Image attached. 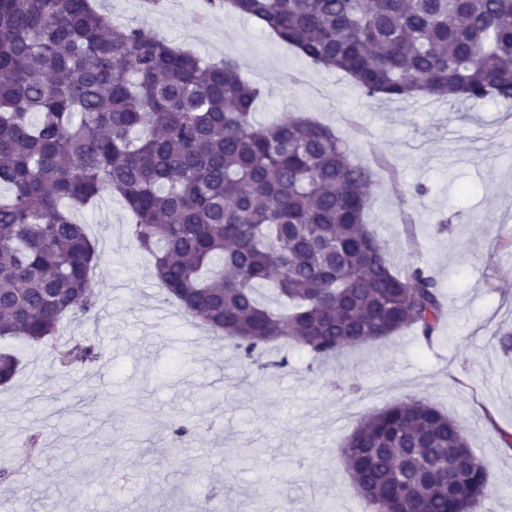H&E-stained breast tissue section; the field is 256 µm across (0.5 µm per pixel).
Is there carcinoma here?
Listing matches in <instances>:
<instances>
[{
	"label": "carcinoma",
	"mask_w": 512,
	"mask_h": 512,
	"mask_svg": "<svg viewBox=\"0 0 512 512\" xmlns=\"http://www.w3.org/2000/svg\"><path fill=\"white\" fill-rule=\"evenodd\" d=\"M344 73L367 97L512 98V0H209ZM261 88L90 0H0V338L98 348L67 320L100 306L99 260L73 210L116 194L155 276L185 314L259 368L292 339L317 368L369 340L440 329L439 286L397 272L365 224L372 185L330 128L253 120ZM270 288L275 304L262 302ZM18 358L0 352V384ZM344 457L377 512H473L491 463L420 401L365 418Z\"/></svg>",
	"instance_id": "cac0c4a2"
}]
</instances>
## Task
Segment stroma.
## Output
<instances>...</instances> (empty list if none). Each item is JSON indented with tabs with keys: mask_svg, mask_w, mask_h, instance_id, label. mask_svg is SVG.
I'll list each match as a JSON object with an SVG mask.
<instances>
[{
	"mask_svg": "<svg viewBox=\"0 0 512 512\" xmlns=\"http://www.w3.org/2000/svg\"><path fill=\"white\" fill-rule=\"evenodd\" d=\"M93 3L203 60L236 59L262 90L256 122L307 117L335 130L372 172L366 222L391 266L437 280L442 331L430 348L409 329L351 347L321 371L292 343L287 366L257 369L167 298L124 203L104 196L75 214L100 252L102 308L69 324L102 359L64 367L46 347L0 340L20 359L0 386V461L25 434L42 435L0 512H54L60 499L69 512H197L206 486L219 490V512H375L341 450L365 417L410 398L461 422L491 462L495 486L474 512H512V350L499 342L512 333V101L368 98L208 0L152 11L141 0ZM175 421L192 433L171 452Z\"/></svg>",
	"mask_w": 512,
	"mask_h": 512,
	"instance_id": "1",
	"label": "stroma"
}]
</instances>
